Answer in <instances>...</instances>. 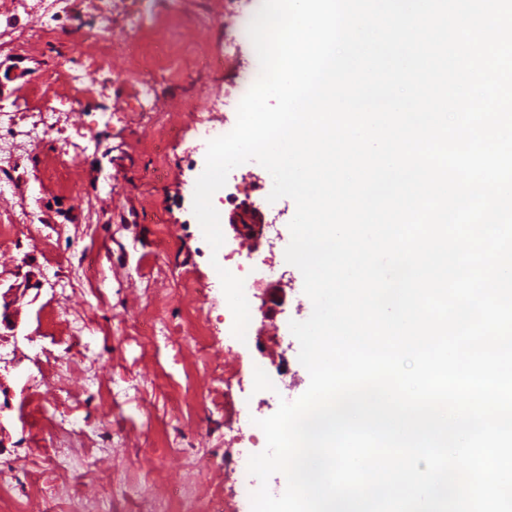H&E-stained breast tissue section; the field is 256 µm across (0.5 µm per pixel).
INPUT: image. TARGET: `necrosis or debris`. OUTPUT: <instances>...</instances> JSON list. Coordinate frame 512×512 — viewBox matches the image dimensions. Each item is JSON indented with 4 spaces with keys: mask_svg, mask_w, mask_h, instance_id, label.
Instances as JSON below:
<instances>
[{
    "mask_svg": "<svg viewBox=\"0 0 512 512\" xmlns=\"http://www.w3.org/2000/svg\"><path fill=\"white\" fill-rule=\"evenodd\" d=\"M39 9H32L29 0H10L13 11L34 13L35 18L25 30L10 36L0 35V53L10 56H26L42 45L51 43L57 36L53 21L61 14L67 13L70 0H39ZM95 12L97 28L100 33H112V40L100 41L92 51L87 52L80 69H63L54 73L51 81L33 85L21 90L15 102L0 105V120L12 118L15 112L26 110L38 112V124L26 130L29 142H37L44 129L53 124L56 113L71 111L74 103L99 94L101 84L97 79L109 68L112 52L123 49L131 53L145 50L153 30L160 25L161 19L143 9L131 13L120 31L112 29L111 0H91ZM237 44L225 41L223 46L213 49L193 50V69H185L182 55L178 52L168 53L162 68H148L144 72L129 77L125 81L128 99L141 107L152 104L154 87L160 72L170 76L192 80L194 71H211L222 66L224 60L235 57Z\"/></svg>",
    "mask_w": 512,
    "mask_h": 512,
    "instance_id": "necrosis-or-debris-1",
    "label": "necrosis or debris"
}]
</instances>
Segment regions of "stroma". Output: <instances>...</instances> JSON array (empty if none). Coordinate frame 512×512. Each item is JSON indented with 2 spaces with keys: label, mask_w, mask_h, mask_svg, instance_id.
Here are the masks:
<instances>
[{
  "label": "stroma",
  "mask_w": 512,
  "mask_h": 512,
  "mask_svg": "<svg viewBox=\"0 0 512 512\" xmlns=\"http://www.w3.org/2000/svg\"><path fill=\"white\" fill-rule=\"evenodd\" d=\"M212 0H183L181 17L153 35L206 47L242 39L227 68L201 75L200 104L244 96L255 0H228L212 28L195 23ZM58 41L24 58L0 55V100L48 82L57 65L80 68L94 43L90 0H72ZM141 57L115 54L99 96L59 113L36 145L0 174V512H251L264 450L256 422L298 399L309 374L290 321L312 303L287 263L296 205L263 198L269 173L248 161L228 175L235 205L215 195L224 242L212 250L193 212L207 142L189 113L130 104L122 77ZM172 132L164 154L149 141L158 117ZM113 206H103L105 198ZM267 225L262 238L229 222L242 205ZM245 339L232 336L217 267L247 255ZM78 450L79 464L52 460Z\"/></svg>",
  "instance_id": "obj_1"
}]
</instances>
